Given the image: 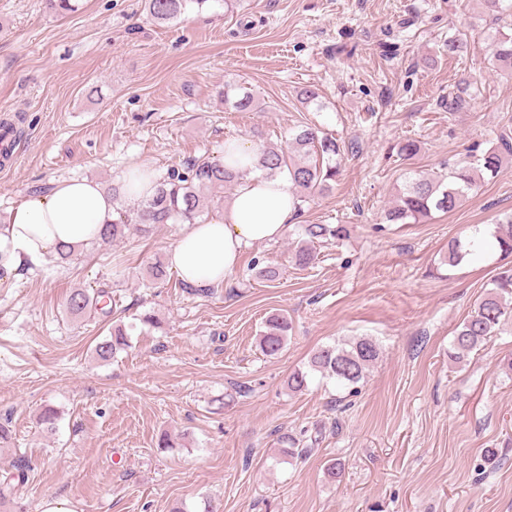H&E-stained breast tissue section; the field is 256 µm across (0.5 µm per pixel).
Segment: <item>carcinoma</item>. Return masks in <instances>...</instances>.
Wrapping results in <instances>:
<instances>
[{"label":"carcinoma","mask_w":512,"mask_h":512,"mask_svg":"<svg viewBox=\"0 0 512 512\" xmlns=\"http://www.w3.org/2000/svg\"><path fill=\"white\" fill-rule=\"evenodd\" d=\"M208 0H144L147 18L156 24L170 23L189 9L202 10ZM489 50L496 68L512 73V36L496 31L490 38ZM224 102L236 108H247L254 101L253 94L242 91L231 94V87H224ZM512 154V143L501 138V147L490 149L482 155H468L446 166V171L431 176L413 172L406 178L403 190L386 219L393 224L417 223L434 212L454 211L468 195L476 191L481 181L495 177L502 166L505 154ZM343 147L333 137L316 126H302L295 130L285 145L261 147L256 169L267 177L288 174L294 188L300 189L296 200L320 194L336 181L343 161ZM244 174L234 171L220 160L200 157L179 165L170 166L157 184L152 197L133 207H119L117 221L104 225L101 242L108 244L124 237L126 230L134 227L148 231L155 224L195 223L207 208L209 194L226 184L239 183ZM306 240L298 244L291 254V262L298 267H308L315 260L314 240L331 236L339 239L346 235L342 224H306ZM480 230H474L465 239L448 243L444 261L456 267L467 261L477 251ZM65 310L73 318L112 315V301L104 288L89 290L75 288L65 301ZM512 323V268L505 269L492 280L491 287L480 298L471 314L460 324L453 340L450 357L461 362L474 350L500 330ZM134 325H115L112 331L93 348L95 358L108 362L118 353L129 348L128 330ZM289 323L286 317L273 314L266 320V330L259 345L268 356L280 353L287 342ZM381 348L371 337L361 336L341 345H325L311 355L307 369H298L288 376V389L302 392L308 388L310 375L318 373L344 386L359 383L367 369L379 359ZM306 432L299 435L284 434L279 438L282 453L291 458L309 455L312 448L305 445ZM28 480V467L17 465L0 480V496H15Z\"/></svg>","instance_id":"obj_1"}]
</instances>
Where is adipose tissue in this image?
Here are the masks:
<instances>
[{
	"label": "adipose tissue",
	"instance_id": "obj_1",
	"mask_svg": "<svg viewBox=\"0 0 512 512\" xmlns=\"http://www.w3.org/2000/svg\"><path fill=\"white\" fill-rule=\"evenodd\" d=\"M231 147L246 176L230 206L219 218L188 225L167 252L170 269L195 288L223 282L245 246L280 238L296 214L287 178L251 175L255 145L239 139ZM157 178L153 168L141 164L136 173L118 176L110 188L88 179H64L49 192L28 195L0 218V267L27 270L41 266L59 245L99 241L102 226L118 218L116 197L137 201L149 196Z\"/></svg>",
	"mask_w": 512,
	"mask_h": 512
}]
</instances>
